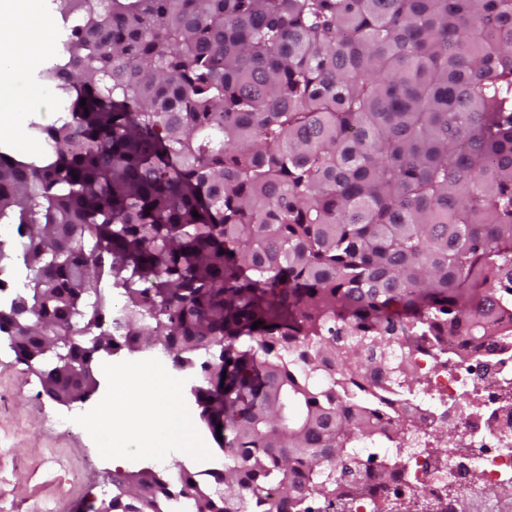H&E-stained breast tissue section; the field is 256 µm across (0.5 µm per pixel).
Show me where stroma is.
I'll use <instances>...</instances> for the list:
<instances>
[{
	"label": "stroma",
	"instance_id": "1",
	"mask_svg": "<svg viewBox=\"0 0 512 512\" xmlns=\"http://www.w3.org/2000/svg\"><path fill=\"white\" fill-rule=\"evenodd\" d=\"M176 418L186 419L190 437L202 438L203 453L224 454L191 405L190 391L165 379ZM69 408L50 400L38 375L0 347V512H90L112 493L115 470L156 464L153 453L136 451L133 461L113 460L101 437L75 435L65 424Z\"/></svg>",
	"mask_w": 512,
	"mask_h": 512
}]
</instances>
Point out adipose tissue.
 <instances>
[{"label":"adipose tissue","mask_w":512,"mask_h":512,"mask_svg":"<svg viewBox=\"0 0 512 512\" xmlns=\"http://www.w3.org/2000/svg\"><path fill=\"white\" fill-rule=\"evenodd\" d=\"M0 17L13 22L0 28V132L8 134L14 149L31 153L36 146L27 138L26 107L43 89L30 85L25 72L38 63L52 21L43 0H0ZM126 389L132 397L116 408L120 427L112 432L113 455L131 446L158 452L175 447L165 389L151 377L127 380Z\"/></svg>","instance_id":"obj_1"}]
</instances>
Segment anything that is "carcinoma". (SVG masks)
I'll return each instance as SVG.
<instances>
[{"instance_id": "cac0c4a2", "label": "carcinoma", "mask_w": 512, "mask_h": 512, "mask_svg": "<svg viewBox=\"0 0 512 512\" xmlns=\"http://www.w3.org/2000/svg\"><path fill=\"white\" fill-rule=\"evenodd\" d=\"M56 2L72 25L40 76L76 97L37 128L54 160L0 155L28 270L0 334L47 394L68 364L78 402L102 355L164 343L224 451L213 487L120 472L96 512L365 496L364 350L400 385L409 337L493 336L512 303V0ZM27 305L77 345L41 354Z\"/></svg>"}]
</instances>
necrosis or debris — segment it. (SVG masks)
Segmentation results:
<instances>
[{
	"label": "necrosis or debris",
	"mask_w": 512,
	"mask_h": 512,
	"mask_svg": "<svg viewBox=\"0 0 512 512\" xmlns=\"http://www.w3.org/2000/svg\"><path fill=\"white\" fill-rule=\"evenodd\" d=\"M412 361L411 385L391 387L366 372L384 435L364 443L368 493L343 512H455L463 494L488 496L512 482V347L471 342L458 358L451 345L424 341ZM402 421L413 426L412 440L392 437Z\"/></svg>",
	"instance_id": "4bbe7bcc"
}]
</instances>
